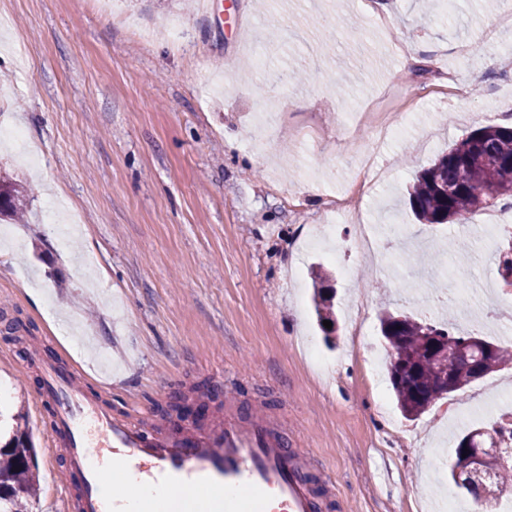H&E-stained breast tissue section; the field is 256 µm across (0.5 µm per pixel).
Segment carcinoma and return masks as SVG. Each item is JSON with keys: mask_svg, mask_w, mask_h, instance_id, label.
Listing matches in <instances>:
<instances>
[{"mask_svg": "<svg viewBox=\"0 0 512 512\" xmlns=\"http://www.w3.org/2000/svg\"><path fill=\"white\" fill-rule=\"evenodd\" d=\"M512 197V127L484 126L448 147L429 167L415 176L409 201L425 224H465L471 215ZM31 194L0 172V218L24 219ZM318 321L325 336L336 332L331 285L318 270L313 273ZM380 331L391 349L390 376L402 415L416 418L445 395L471 383L472 366L481 351L453 326L423 321L408 315L386 314ZM490 447L512 449V430L493 427ZM35 448L26 430L0 444V512H24L37 487L32 464ZM512 465L490 462L476 472L464 488L480 503L497 499L508 482Z\"/></svg>", "mask_w": 512, "mask_h": 512, "instance_id": "carcinoma-1", "label": "carcinoma"}]
</instances>
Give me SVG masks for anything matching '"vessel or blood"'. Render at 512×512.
I'll return each mask as SVG.
<instances>
[{"label":"vessel or blood","mask_w":512,"mask_h":512,"mask_svg":"<svg viewBox=\"0 0 512 512\" xmlns=\"http://www.w3.org/2000/svg\"><path fill=\"white\" fill-rule=\"evenodd\" d=\"M43 400L54 409L45 461L63 468L68 512H127L104 490L101 474L111 465L163 492H203L208 512H321L329 481L315 482L264 418L231 416L204 432L149 434L91 398L77 371L51 364Z\"/></svg>","instance_id":"1"}]
</instances>
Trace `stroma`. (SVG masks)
Instances as JSON below:
<instances>
[{
  "label": "stroma",
  "instance_id": "stroma-1",
  "mask_svg": "<svg viewBox=\"0 0 512 512\" xmlns=\"http://www.w3.org/2000/svg\"><path fill=\"white\" fill-rule=\"evenodd\" d=\"M385 2L377 18L370 0H0V170L37 189L24 223L0 222V437L27 428L45 456L53 409L31 361L49 359L166 432L174 392L220 387L207 425L262 413L334 476L323 512H422L449 486L460 433L502 421L512 367L405 419L374 369L379 319L442 318L412 297L437 284L461 331L512 337L495 262L512 212L461 263L447 244L465 226L419 223L405 200L471 131L512 126V22L483 0ZM304 60L310 82L276 79ZM388 105L407 127L389 148L356 119ZM17 127L27 144L6 138ZM342 197L383 258L358 255ZM313 277L315 282V303L319 325L325 336L330 337L333 333L336 332V317L333 312L331 294L332 287L331 285L326 284L328 283V277L321 270H317L315 273H313ZM324 320L331 321V329L325 328L323 325Z\"/></svg>",
  "mask_w": 512,
  "mask_h": 512
}]
</instances>
